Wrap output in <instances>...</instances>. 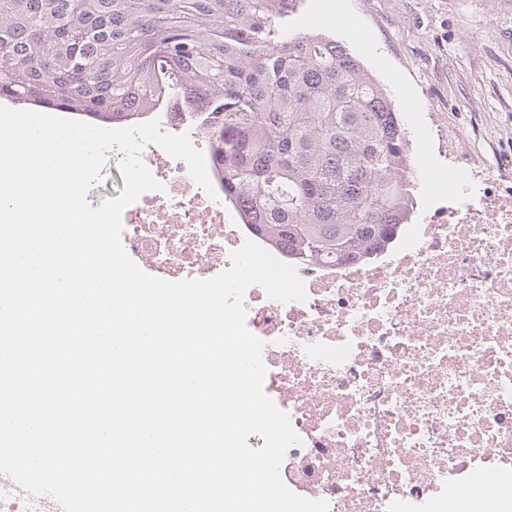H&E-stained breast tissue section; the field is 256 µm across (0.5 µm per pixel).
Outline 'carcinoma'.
I'll use <instances>...</instances> for the list:
<instances>
[{
	"mask_svg": "<svg viewBox=\"0 0 512 512\" xmlns=\"http://www.w3.org/2000/svg\"><path fill=\"white\" fill-rule=\"evenodd\" d=\"M300 0H0V99L100 125L172 93L202 114L224 200L304 262L360 258L414 212L386 89Z\"/></svg>",
	"mask_w": 512,
	"mask_h": 512,
	"instance_id": "1",
	"label": "carcinoma"
}]
</instances>
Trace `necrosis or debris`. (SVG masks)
I'll return each instance as SVG.
<instances>
[{
  "label": "necrosis or debris",
  "instance_id": "4bbe7bcc",
  "mask_svg": "<svg viewBox=\"0 0 512 512\" xmlns=\"http://www.w3.org/2000/svg\"><path fill=\"white\" fill-rule=\"evenodd\" d=\"M162 131L206 144L181 98L153 113ZM141 157L164 186L122 214V243L146 273L210 279L245 240L266 245L187 166L155 145ZM423 186L415 221L362 259L297 263L307 299L244 295L263 343L265 393L287 412L299 445L285 484L328 512H448L450 490L475 469L494 479L483 512H507L512 485V186L452 175Z\"/></svg>",
  "mask_w": 512,
  "mask_h": 512
}]
</instances>
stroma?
I'll list each match as a JSON object with an SVG mask.
<instances>
[{
    "label": "stroma",
    "mask_w": 512,
    "mask_h": 512,
    "mask_svg": "<svg viewBox=\"0 0 512 512\" xmlns=\"http://www.w3.org/2000/svg\"><path fill=\"white\" fill-rule=\"evenodd\" d=\"M292 30L342 41L398 112L428 131L440 175L498 166L512 147V0H301Z\"/></svg>",
    "instance_id": "stroma-1"
}]
</instances>
